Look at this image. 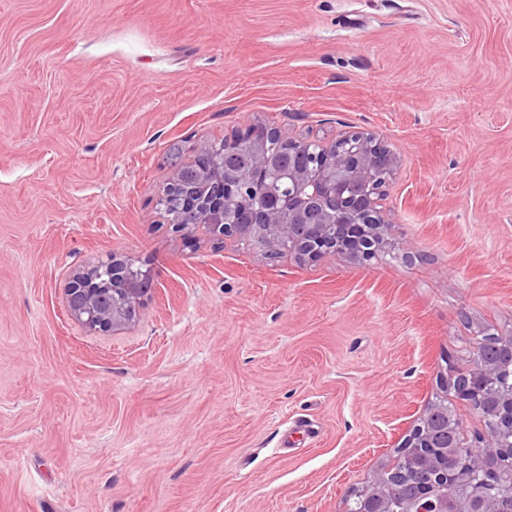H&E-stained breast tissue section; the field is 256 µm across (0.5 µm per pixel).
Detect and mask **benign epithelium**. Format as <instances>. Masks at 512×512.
I'll return each instance as SVG.
<instances>
[{"label":"benign epithelium","mask_w":512,"mask_h":512,"mask_svg":"<svg viewBox=\"0 0 512 512\" xmlns=\"http://www.w3.org/2000/svg\"><path fill=\"white\" fill-rule=\"evenodd\" d=\"M272 137L285 149L270 151ZM197 155L211 158L212 165L183 164L162 190V196L197 216L195 224L169 220L177 233L202 227L218 241L258 242L270 255L288 253L298 260L345 253L368 261L381 252L412 248L391 237L380 214L378 198L397 160L371 133L351 132L324 145L257 124L218 143L202 142ZM106 267L112 299L100 293L98 265L79 270L64 291L71 318L89 331L135 324L147 292L144 280L153 278L116 253ZM511 367L512 336H505L497 356L478 352L463 369L448 372L453 397L493 422L469 450L463 420L448 406V396L441 397L452 441L445 447L434 443L433 411L427 409L401 443L396 463L380 469L357 493V512H391L392 495L400 487L407 489L400 512H503L506 493L498 474L502 459L512 456V386H502L499 376Z\"/></svg>","instance_id":"7a95c632"}]
</instances>
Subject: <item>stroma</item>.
Returning a JSON list of instances; mask_svg holds the SVG:
<instances>
[{"instance_id": "stroma-1", "label": "stroma", "mask_w": 512, "mask_h": 512, "mask_svg": "<svg viewBox=\"0 0 512 512\" xmlns=\"http://www.w3.org/2000/svg\"><path fill=\"white\" fill-rule=\"evenodd\" d=\"M373 132L410 257L304 264L158 200L256 122ZM141 317L63 289L112 253ZM512 336V0H0V512H346ZM110 269L111 284L106 300L100 293L98 274L101 267ZM138 268V267H137ZM119 254H112L107 264L93 265L77 272L65 288V303L71 318L89 331L121 330L134 325L140 316L145 275L153 279L150 271H143Z\"/></svg>"}]
</instances>
